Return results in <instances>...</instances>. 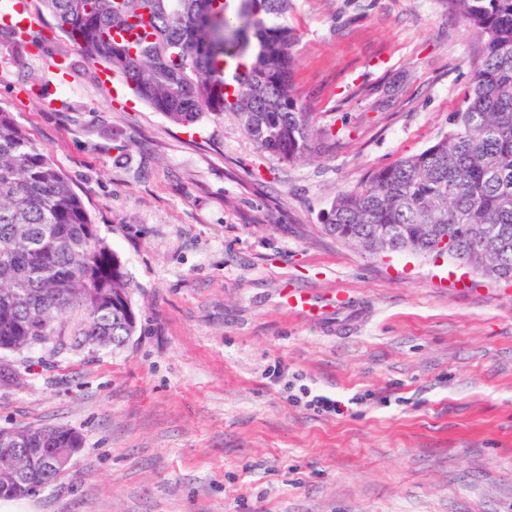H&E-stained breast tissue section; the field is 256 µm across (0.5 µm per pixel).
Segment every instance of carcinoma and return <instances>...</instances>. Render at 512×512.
I'll use <instances>...</instances> for the list:
<instances>
[{"instance_id":"obj_1","label":"carcinoma","mask_w":512,"mask_h":512,"mask_svg":"<svg viewBox=\"0 0 512 512\" xmlns=\"http://www.w3.org/2000/svg\"><path fill=\"white\" fill-rule=\"evenodd\" d=\"M39 2L89 62L171 122L228 112L283 160L315 148L291 83L292 0ZM448 7L484 45L448 132L337 194L321 227L365 251L379 228L397 227V251L422 258L446 236L448 260L512 282V0ZM485 224L488 240L476 235ZM135 287L69 177L0 108V353L121 348L136 331ZM82 443L74 429L45 427L23 429L17 446L47 485L60 474L48 465L54 449ZM11 472L0 460V500L29 495Z\"/></svg>"}]
</instances>
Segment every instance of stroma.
<instances>
[{
  "label": "stroma",
  "mask_w": 512,
  "mask_h": 512,
  "mask_svg": "<svg viewBox=\"0 0 512 512\" xmlns=\"http://www.w3.org/2000/svg\"><path fill=\"white\" fill-rule=\"evenodd\" d=\"M294 94L319 132L289 163L232 115L184 127L92 65L0 32V107L72 180L136 284L120 349L10 354L0 428L81 432L0 512H512V284L321 228L337 193L447 133L482 44L448 0H293ZM324 304L308 319L284 289ZM347 399L325 417L287 382Z\"/></svg>",
  "instance_id": "stroma-1"
}]
</instances>
